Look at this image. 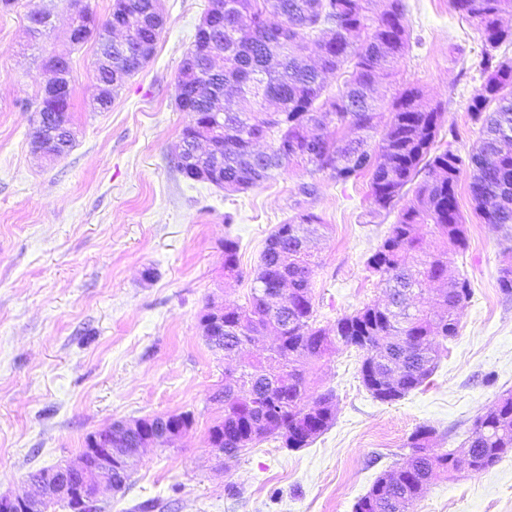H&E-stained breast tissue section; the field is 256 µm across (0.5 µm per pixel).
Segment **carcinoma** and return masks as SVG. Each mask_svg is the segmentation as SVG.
Listing matches in <instances>:
<instances>
[{"mask_svg":"<svg viewBox=\"0 0 512 512\" xmlns=\"http://www.w3.org/2000/svg\"><path fill=\"white\" fill-rule=\"evenodd\" d=\"M453 8L479 27L485 43L480 61L483 83L472 99V116L481 122V137L467 159L435 147L441 113L428 104L423 91L407 85L384 102L373 96L379 74L391 72L409 49L406 5L385 0L370 15L371 0H210L215 23L198 30L177 79L176 105L190 116L181 142L192 139L204 124L224 130V191L235 193L259 185L273 172L296 161L309 174L327 172L340 183L370 174V196L378 210L391 211L408 191L412 198L397 222L367 258L366 265L384 288L388 302L366 304L336 320L334 336L314 326L313 256L299 248L322 234L326 225L312 212H301L269 235L255 270L254 287L244 305H224V357L237 355L244 344L272 329L274 349L241 365L240 395L224 385V418L209 428L208 441L223 445L233 459L249 445L268 437L288 449L304 448L305 438L325 432L333 423L334 394L328 390L309 398L307 364L342 348L363 353L360 379L378 400L370 377L399 371L395 401L419 388L434 372L437 345L457 336L463 305L472 295L467 279L448 283L430 309H412L408 299L428 284L447 276L448 247L463 251L465 225L456 188L461 174L479 215L488 224L512 233V61L495 51L512 44V29L501 16L512 13V0H451ZM150 0H115L112 15L124 17L134 35L123 41L97 44L95 71L99 79L111 72L129 76V58L143 45L155 49L162 26L149 12ZM320 50L319 64L305 62L309 42ZM266 72L248 96L250 112L224 105L227 87ZM345 74L343 88L327 92L326 72ZM73 88L65 97L45 102L34 113L44 115L47 151L54 157L73 144ZM390 112L378 150L370 149L382 110ZM341 130L361 132L355 139L317 132L325 122ZM269 142L270 152L250 154L247 148ZM429 226L437 242L424 251L416 235ZM238 242L224 239V273L239 274ZM288 279V297L274 300ZM502 294L512 296V256L499 270ZM498 410L476 419L464 442L471 450L468 470L493 467L512 448V392L498 398ZM435 430L420 426L408 437L406 452L394 468L378 476L355 505V512H408L421 498L437 471L462 469L454 452L433 451Z\"/></svg>","mask_w":512,"mask_h":512,"instance_id":"1","label":"carcinoma"}]
</instances>
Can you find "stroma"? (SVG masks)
Returning a JSON list of instances; mask_svg holds the SVG:
<instances>
[{
  "label": "stroma",
  "instance_id": "35a3bbf8",
  "mask_svg": "<svg viewBox=\"0 0 512 512\" xmlns=\"http://www.w3.org/2000/svg\"><path fill=\"white\" fill-rule=\"evenodd\" d=\"M410 49L378 93L420 87L442 114L437 148L467 155L479 138L471 101L483 82L484 42L451 0H404ZM209 0H162L152 59L126 78L109 111L94 110V43L69 41V0H13L0 9V494L31 495V472L75 460L86 436L114 421L188 412L192 426L167 449H146L128 487L104 488L101 512H353L416 428L434 450H459L472 422L512 390V298L498 272L512 239L477 215L458 184L467 247L448 275L472 296L434 374L393 402L374 399L353 348L309 368L312 393L336 395L333 425L307 447L266 438L237 459L216 457L209 428L225 359L200 332L208 302L244 304L265 240L306 210L326 224L309 249L316 324L383 301L365 261L397 212L376 209L370 177L338 183L288 166L239 193L185 179L175 156L188 113L176 106L182 60ZM50 15L49 33L28 34ZM51 54L69 59L75 143L54 161L31 152L30 118ZM315 181V195L300 186ZM240 274H224L225 239ZM410 512H512V451L481 473H437Z\"/></svg>",
  "mask_w": 512,
  "mask_h": 512
}]
</instances>
